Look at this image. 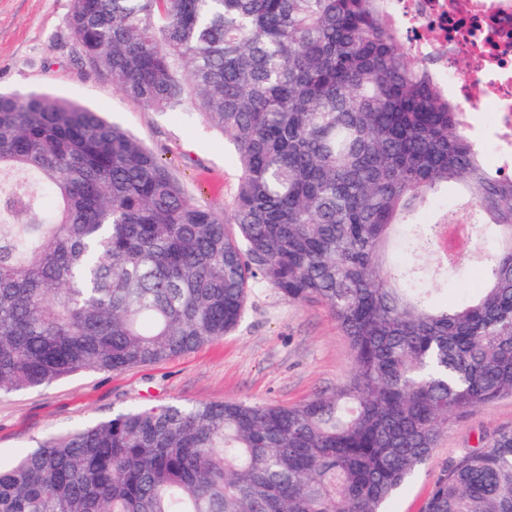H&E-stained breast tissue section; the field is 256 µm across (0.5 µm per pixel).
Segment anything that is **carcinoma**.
I'll use <instances>...</instances> for the list:
<instances>
[{
	"instance_id": "carcinoma-1",
	"label": "carcinoma",
	"mask_w": 512,
	"mask_h": 512,
	"mask_svg": "<svg viewBox=\"0 0 512 512\" xmlns=\"http://www.w3.org/2000/svg\"><path fill=\"white\" fill-rule=\"evenodd\" d=\"M82 59L157 112L224 132L225 217L74 101L0 92V394L159 363L238 325L249 293L324 305L352 372L293 406L134 407L0 467V512H386L448 423L512 395V174L382 0H71ZM480 294L434 305L418 252L458 214ZM437 208V220L421 215ZM424 512H512V430Z\"/></svg>"
}]
</instances>
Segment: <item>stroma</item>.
<instances>
[{
	"label": "stroma",
	"instance_id": "35a3bbf8",
	"mask_svg": "<svg viewBox=\"0 0 512 512\" xmlns=\"http://www.w3.org/2000/svg\"><path fill=\"white\" fill-rule=\"evenodd\" d=\"M70 0H0V91H47L114 122L166 162L187 194L228 213L239 170L231 144L202 119L144 108L82 63L68 26ZM484 245L457 265L415 255L439 303L457 305L481 288ZM347 337L318 303L273 289L249 293L232 332L171 360L120 372H87L0 396V465L47 432L111 417L134 406L244 400L294 405L329 392L351 373ZM512 429V397L474 408L448 424L428 461L387 506L423 512L437 478L500 430Z\"/></svg>",
	"mask_w": 512,
	"mask_h": 512
}]
</instances>
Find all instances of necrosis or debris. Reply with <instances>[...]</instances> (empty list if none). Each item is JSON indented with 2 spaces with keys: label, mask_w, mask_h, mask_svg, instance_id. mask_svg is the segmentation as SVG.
Instances as JSON below:
<instances>
[{
  "label": "necrosis or debris",
  "mask_w": 512,
  "mask_h": 512,
  "mask_svg": "<svg viewBox=\"0 0 512 512\" xmlns=\"http://www.w3.org/2000/svg\"><path fill=\"white\" fill-rule=\"evenodd\" d=\"M391 13L451 98L494 113L497 162L512 171V0H391ZM460 59L468 68L457 74Z\"/></svg>",
  "instance_id": "necrosis-or-debris-1"
}]
</instances>
